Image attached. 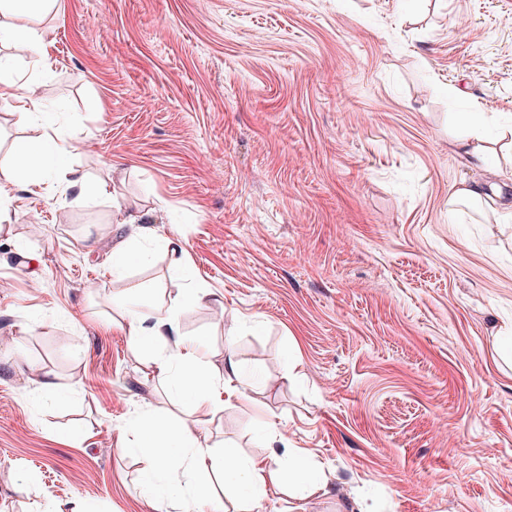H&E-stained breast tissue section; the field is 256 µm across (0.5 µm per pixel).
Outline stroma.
Returning a JSON list of instances; mask_svg holds the SVG:
<instances>
[{"label":"stroma","mask_w":512,"mask_h":512,"mask_svg":"<svg viewBox=\"0 0 512 512\" xmlns=\"http://www.w3.org/2000/svg\"><path fill=\"white\" fill-rule=\"evenodd\" d=\"M30 25L49 59L0 40V63L110 194L0 196V512H181L116 449L137 413L189 410L112 304L155 281L215 292L182 332L256 381L200 428L261 459L275 424L329 481L304 512H512V229L448 216L464 182L512 208V0H57ZM471 112L484 165L452 145ZM40 132L0 100V167ZM140 214L189 275L157 251L113 281ZM32 367L71 398L34 401Z\"/></svg>","instance_id":"obj_1"}]
</instances>
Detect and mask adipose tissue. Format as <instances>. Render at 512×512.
Wrapping results in <instances>:
<instances>
[{
  "mask_svg": "<svg viewBox=\"0 0 512 512\" xmlns=\"http://www.w3.org/2000/svg\"><path fill=\"white\" fill-rule=\"evenodd\" d=\"M53 0H0V39L32 54H43L45 46L27 25V18L48 12ZM10 23H2V16ZM70 151L51 135L16 148L6 181L28 177L37 185L49 175L56 176L61 196L76 198L103 197L107 184L91 185L85 175L69 168ZM212 292L207 288H187L175 296L161 295L153 302L142 303L135 295L117 297L123 313L132 348L141 352L157 348L151 364L156 376H175L171 398L189 402L191 418L164 424L160 416L149 412L138 414L122 430L118 453H132L141 458L140 482L154 500L170 493H179L183 512H218L221 502L214 494L208 477L216 467L224 469V483L243 490L242 505L237 512H251V507L267 498L271 489L282 480H290L297 498L306 499L326 493L328 483L323 470L313 465L299 450L281 454L270 452L263 460L242 458L228 447L218 449L208 444L198 429L201 418L214 414L215 383L210 366L201 349L182 339L179 314L188 304L210 303Z\"/></svg>",
  "mask_w": 512,
  "mask_h": 512,
  "instance_id": "obj_1",
  "label": "adipose tissue"
}]
</instances>
